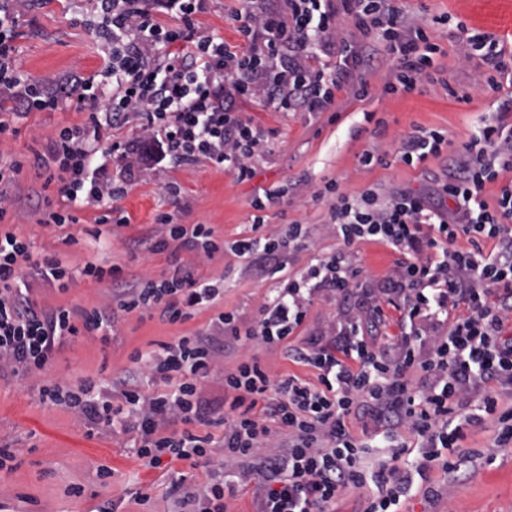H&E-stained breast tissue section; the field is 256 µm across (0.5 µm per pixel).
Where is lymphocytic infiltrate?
Masks as SVG:
<instances>
[{"label":"lymphocytic infiltrate","instance_id":"1","mask_svg":"<svg viewBox=\"0 0 512 512\" xmlns=\"http://www.w3.org/2000/svg\"><path fill=\"white\" fill-rule=\"evenodd\" d=\"M34 0H0V99L22 103L17 119L54 111L71 95L104 109L85 126L61 128L51 138L44 166L59 180L58 206L42 222L75 223L77 202L102 204L121 191L97 165L103 133L119 123H137L143 144L113 143L135 175L146 161L232 162L237 176H252L254 156L265 150V135L236 112L235 100L256 101L279 111L324 112L335 91L348 85L354 99L369 95L364 77L370 62L387 65L384 94L411 93L422 82L447 86L435 65L441 47L430 25H447L444 15L426 21L401 0H237L229 19L246 49L202 36L194 18L206 0H157L178 28L158 22L145 0H91L108 46L103 78L115 87L108 101L93 80L69 83L33 79L17 66L15 25ZM350 20L353 38L338 36ZM465 56L487 67L485 84L501 90L512 77V52L488 33L459 26ZM335 45L336 63L309 64L316 50ZM496 122L481 128L448 166V180L434 196L410 190L368 189L347 196L337 180L326 181L329 227L344 249L316 258L289 279L274 299L264 301L255 321L240 326L234 312L218 313L213 335L179 336L135 355L136 367L102 383L85 378L77 386L40 384V403L62 405L89 422L132 435L145 466L164 459L210 468L200 489L186 491L184 478L171 485L178 512H230L237 481L261 479L257 512H333L347 488H373L364 512H394L412 487L398 460L408 431L422 448L426 465L457 472L469 457L460 449L467 428L496 425L493 445L512 446V94L498 105ZM446 135L416 130L402 138L399 159L407 165L440 156ZM501 182L495 202L486 184ZM157 233L133 240L132 250L168 254L171 264L153 278L118 266L94 263L76 269L53 254H34L29 240L0 231V367L16 375L43 372L79 332L112 336L121 315L159 313L180 324L224 294L222 283L195 277L178 261L184 250L207 258L231 250L248 265L273 274L299 250L307 231L289 225L284 236L257 234L225 244L207 224H177L158 215ZM467 238L469 249L457 246ZM492 241L484 251V241ZM362 242L390 247L394 267L380 286L364 283L347 249ZM40 279L66 284L82 276L113 287L109 308L41 306L30 297L26 270ZM360 293L355 316L338 319L328 334L296 342L316 295ZM398 312L399 336L365 341L364 320L386 322ZM228 342L250 341L285 347L294 362L311 367L315 382L295 375L274 379L257 357H244L224 374V398L212 405L206 383L219 372L214 335ZM165 390H158V383ZM368 413L392 452L367 466L364 444L349 428L352 416ZM224 429L222 439L193 432V424Z\"/></svg>","mask_w":512,"mask_h":512}]
</instances>
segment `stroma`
Returning <instances> with one entry per match:
<instances>
[{"label": "stroma", "instance_id": "1", "mask_svg": "<svg viewBox=\"0 0 512 512\" xmlns=\"http://www.w3.org/2000/svg\"><path fill=\"white\" fill-rule=\"evenodd\" d=\"M404 4L419 17L448 15L447 32L439 38L444 53L438 63L450 86L468 88L470 103L458 102L437 86L383 96L381 69L368 74L370 94L364 101L354 100L347 90L336 91L331 114L279 112L253 101H236V110L263 130L268 143L266 152L253 162V178L239 180L228 162L220 167L205 160L182 165L162 162L124 181L123 193L112 198L109 207L129 222L122 227L102 225L100 239L83 232L102 213L95 206L76 207V224L61 228L42 224L44 212L58 198L60 184L48 181L44 169L34 163L35 153L43 151L49 137L62 127L84 123L93 105L70 97L61 109L29 114L19 123L17 137L0 140V153L23 163L8 190L6 224L30 239L36 251L55 252L73 268L93 262L162 276L169 269L166 255L132 253L130 239L150 234L163 212L179 224L211 225L228 243L251 236L255 215L251 200L260 187L279 195L264 212L266 232L287 231L295 222L308 227L305 249L291 254L283 271L261 280L232 253L209 260L182 251V264L197 275L224 280L223 299L185 323L170 325L158 315L134 312L120 320L109 342L79 333L42 376L0 371V445H10L19 461L16 469L0 471V503L8 512H91L105 501L114 503V512H174L169 495L172 480L183 475L187 486H204L209 480L206 467L194 468L186 461L160 469L145 467L126 435L97 430L66 407L41 404L36 391L41 380L74 386L88 377L105 381L118 377L130 368L135 352L149 351L155 343L178 336L208 332L211 319L222 311L235 312L241 322L252 323L266 297L283 287L289 275L313 257L342 250L341 241L325 225L327 207L318 197L326 180H339L351 197L371 187L431 193L446 178L452 150L461 149L480 127L495 122L500 95L485 86L486 66L481 59L464 57L456 25L462 22L505 38L512 33V0H404ZM235 5V0H210L207 12L197 18L200 33L242 46L235 24L227 18ZM99 22L87 0H37L19 20L15 44L21 73L32 78L99 73L103 66ZM368 112L374 113V121L365 120ZM418 129L441 131L452 146L412 167L397 161L396 154L401 137ZM366 150L386 155L388 165L360 168L358 157ZM351 256L363 277L376 281L396 259L391 249L376 243L356 245ZM31 284L33 299L42 305L90 308L112 303L111 288L84 278L69 282L63 290L36 278ZM357 306L354 291L344 298L315 299L301 332L326 330ZM246 355L257 356L273 378L295 374L310 382L315 379L313 369L288 360L283 348L258 343L235 345L220 357L219 367L232 369ZM493 437L494 428L488 423L467 430L461 448L471 453V463L453 474L431 467L427 477L432 494L412 491L401 499L400 512H512V449L487 459ZM100 465L111 468L110 484L97 480ZM140 492L149 495L147 504L138 503Z\"/></svg>", "mask_w": 512, "mask_h": 512}]
</instances>
